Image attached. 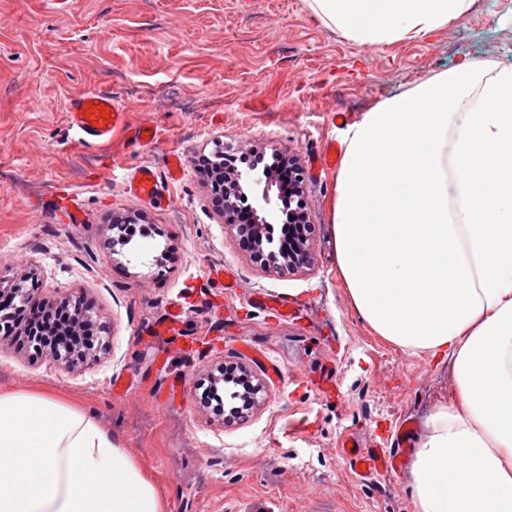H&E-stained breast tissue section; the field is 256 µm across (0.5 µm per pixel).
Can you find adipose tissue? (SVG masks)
<instances>
[{
	"instance_id": "1",
	"label": "adipose tissue",
	"mask_w": 512,
	"mask_h": 512,
	"mask_svg": "<svg viewBox=\"0 0 512 512\" xmlns=\"http://www.w3.org/2000/svg\"><path fill=\"white\" fill-rule=\"evenodd\" d=\"M362 46L417 40L474 0H304ZM339 274L373 333L453 362L457 399L413 443L415 512H512V65L478 60L385 98L343 134ZM0 512H169L81 403L0 390Z\"/></svg>"
}]
</instances>
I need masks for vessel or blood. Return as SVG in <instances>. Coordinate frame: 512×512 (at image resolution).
<instances>
[{"instance_id":"obj_1","label":"vessel or blood","mask_w":512,"mask_h":512,"mask_svg":"<svg viewBox=\"0 0 512 512\" xmlns=\"http://www.w3.org/2000/svg\"><path fill=\"white\" fill-rule=\"evenodd\" d=\"M99 106L108 107L109 116L96 115ZM69 122L81 135L82 141L89 144H101L111 141L113 131L124 124V109L112 97L93 93L72 100L68 113ZM132 192L144 198H153L160 187L158 175L150 168L143 167L134 172L129 180ZM343 453L349 457L355 471L362 476L372 475L379 468L392 466L393 457L387 456L378 448L376 442H360L355 438H346L342 444Z\"/></svg>"}]
</instances>
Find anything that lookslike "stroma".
<instances>
[{"mask_svg": "<svg viewBox=\"0 0 512 512\" xmlns=\"http://www.w3.org/2000/svg\"><path fill=\"white\" fill-rule=\"evenodd\" d=\"M475 60L512 64V0H475L435 34L382 46L331 32L303 0H70L63 11L0 0V274L35 272V305L83 296L103 342L66 372L9 340L0 389L39 385L92 408L171 512H413L411 469L363 477L340 446L383 437L396 452L397 422L424 432L455 392L453 368L359 319L331 231L337 170L307 167L340 142L334 114L356 122ZM86 93L125 109L124 126L92 148L68 124L71 100ZM140 127L152 139H136ZM220 144L305 168L310 267L265 272L226 233L195 163ZM175 155L182 172L169 180ZM141 166L165 177L155 199L128 190ZM132 216L141 231L113 254L108 226ZM212 267L232 269L237 288L209 279ZM261 293L293 299L296 316L262 310ZM173 304L179 329L156 335ZM222 364L264 384L259 407L230 421L198 391ZM117 375L132 380L127 393L113 391Z\"/></svg>", "mask_w": 512, "mask_h": 512, "instance_id": "1", "label": "stroma"}]
</instances>
